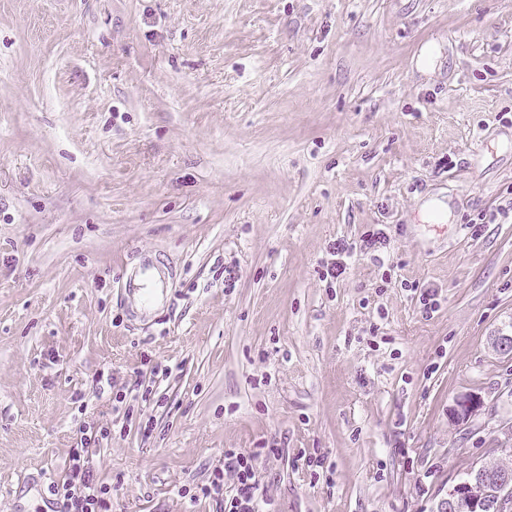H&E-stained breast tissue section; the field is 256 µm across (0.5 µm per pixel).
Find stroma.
I'll return each mask as SVG.
<instances>
[{
    "label": "stroma",
    "instance_id": "stroma-1",
    "mask_svg": "<svg viewBox=\"0 0 512 512\" xmlns=\"http://www.w3.org/2000/svg\"><path fill=\"white\" fill-rule=\"evenodd\" d=\"M500 208L512 0H0V512L85 427L112 512H219L229 448L276 512H434L512 422ZM481 407L480 399L471 395H463L455 400L450 416L458 424L466 425L481 410Z\"/></svg>",
    "mask_w": 512,
    "mask_h": 512
}]
</instances>
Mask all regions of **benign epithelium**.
Listing matches in <instances>:
<instances>
[{
  "label": "benign epithelium",
  "mask_w": 512,
  "mask_h": 512,
  "mask_svg": "<svg viewBox=\"0 0 512 512\" xmlns=\"http://www.w3.org/2000/svg\"><path fill=\"white\" fill-rule=\"evenodd\" d=\"M480 399L463 395L455 400L451 417L466 425L481 410ZM438 512H512V467L503 465L477 471L452 483Z\"/></svg>",
  "instance_id": "1"
}]
</instances>
